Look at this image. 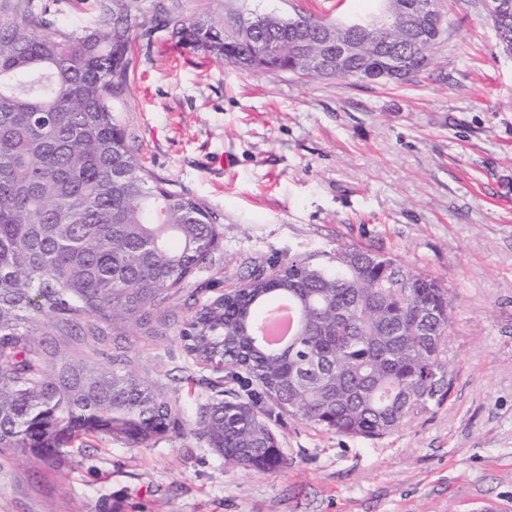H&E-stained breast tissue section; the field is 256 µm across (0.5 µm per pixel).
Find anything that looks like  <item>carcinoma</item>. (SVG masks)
I'll use <instances>...</instances> for the list:
<instances>
[{"mask_svg":"<svg viewBox=\"0 0 512 512\" xmlns=\"http://www.w3.org/2000/svg\"><path fill=\"white\" fill-rule=\"evenodd\" d=\"M56 5L0 0V450L41 460L82 434L140 447L183 433L175 404L131 368L122 342L212 261L223 236L205 206L162 186L127 142L115 101L136 40L151 34L138 32L131 0H94L91 22L62 33L51 31ZM380 23L392 46L408 44L384 7L359 29L306 15L157 18L176 43L241 69L361 81L384 54L338 75L324 60L297 63L296 45L316 52L343 26L358 38ZM439 40L423 34L411 70L380 81H411ZM273 298L293 302L299 317L277 350L257 335ZM453 301L441 279L364 248L338 247L326 265L290 258L273 275L253 271L181 330L187 354L216 366L214 395L197 408L201 436L224 465L270 472L287 464L276 414L338 436L392 434L450 388L442 355ZM425 303L442 320L417 332L413 313ZM46 317L66 332L91 319L83 344L112 342V364L72 353L69 338L47 351ZM316 354L324 371L298 378Z\"/></svg>","mask_w":512,"mask_h":512,"instance_id":"cac0c4a2","label":"carcinoma"}]
</instances>
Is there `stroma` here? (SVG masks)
<instances>
[{
  "label": "stroma",
  "instance_id": "obj_1",
  "mask_svg": "<svg viewBox=\"0 0 512 512\" xmlns=\"http://www.w3.org/2000/svg\"><path fill=\"white\" fill-rule=\"evenodd\" d=\"M137 22L275 12L341 22L378 0H132ZM428 74L398 85L244 72L156 30L121 105L129 143L170 190L224 227L214 265L173 316L126 345L186 430L142 447L84 436L60 459L0 453V512H512V54L485 0H441ZM362 246L441 278L457 296L450 391L390 436L276 427L286 467L228 468L196 431L211 373L179 325L229 276Z\"/></svg>",
  "mask_w": 512,
  "mask_h": 512
}]
</instances>
